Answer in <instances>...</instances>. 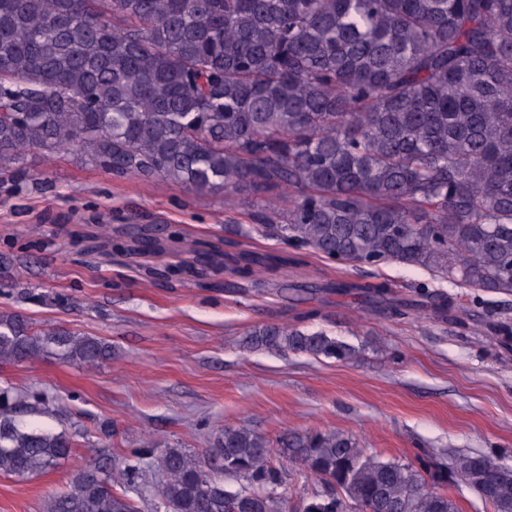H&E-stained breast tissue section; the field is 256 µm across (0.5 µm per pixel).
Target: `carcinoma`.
Instances as JSON below:
<instances>
[{
    "label": "carcinoma",
    "instance_id": "obj_1",
    "mask_svg": "<svg viewBox=\"0 0 512 512\" xmlns=\"http://www.w3.org/2000/svg\"><path fill=\"white\" fill-rule=\"evenodd\" d=\"M76 152L115 176L199 195H273L255 230L341 264L421 267L462 288L512 293V0H0V177L23 153ZM151 252L149 234L136 245ZM241 253L228 269L254 275ZM512 338V319L488 324ZM249 349L346 362L323 331L267 324ZM112 346L0 314V363L93 365ZM0 389V473L60 465L64 432L27 428ZM284 460L274 461V447ZM323 490L288 504L286 466ZM158 478L154 512H455L410 465L342 431L273 444L226 426L198 454L153 444L80 469L42 512H138L129 489ZM493 512H512V468L459 453L451 469ZM247 485L233 490L224 479Z\"/></svg>",
    "mask_w": 512,
    "mask_h": 512
}]
</instances>
